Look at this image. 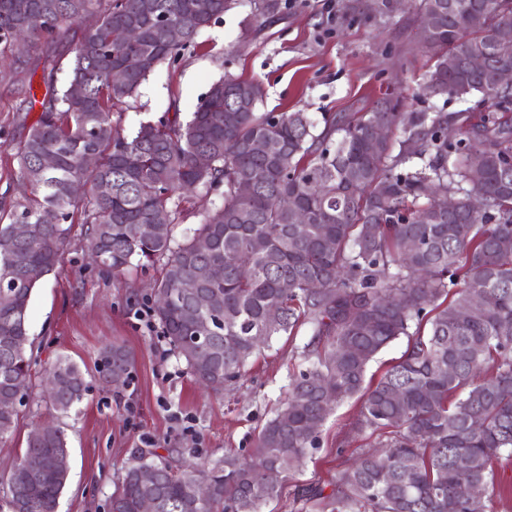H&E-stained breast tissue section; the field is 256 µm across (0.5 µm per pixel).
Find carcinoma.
<instances>
[{
    "instance_id": "cac0c4a2",
    "label": "carcinoma",
    "mask_w": 512,
    "mask_h": 512,
    "mask_svg": "<svg viewBox=\"0 0 512 512\" xmlns=\"http://www.w3.org/2000/svg\"><path fill=\"white\" fill-rule=\"evenodd\" d=\"M231 5L0 0V52L22 38L48 54L62 27L97 17L69 74L59 78L53 66L43 77L42 112L17 148L20 172L35 191L0 209V439L17 425L14 385L28 389L33 377L32 294L60 264L77 222L104 270L161 266L154 292L172 300L152 311L171 350L206 386L235 381L273 336L311 331L303 351L308 367L248 457L175 472L142 453L125 469L111 512H139L147 496L156 512H262L318 447L334 408L355 396L361 407L351 434L379 437L378 451L337 471L330 493L306 495L305 512H470L457 486L495 490L494 463L512 456V89L497 91L498 102L477 115L405 113L385 97L369 112L318 121L306 112H260V83L233 78L226 92L221 79L185 122L175 113L140 123L130 137L114 130L112 109L158 64L195 45ZM417 10L437 14L435 27L417 34L433 59L422 91L483 95L501 70L512 69V41H497L501 28H512V0H418ZM172 25L183 30L182 41L169 40ZM129 26L140 33L133 45L125 40ZM130 54L149 65L112 86V69ZM450 56L457 61L451 71ZM474 57L486 59L484 69L469 67ZM450 123L458 130L452 141ZM379 124L390 135L373 144ZM260 140L267 150L258 153L252 144ZM47 154L55 165L44 171L39 161ZM87 154L97 157L93 172L83 167ZM200 155L207 166L197 164ZM77 182L85 186L79 195L72 191ZM199 188L224 189V201L179 238L176 228L190 215L183 202ZM450 193L457 207L443 211L436 197ZM473 194L484 200L480 211L470 208ZM295 210L304 214L300 223ZM159 213L162 224L154 223ZM16 224L31 225V235L17 238ZM207 266L222 268L223 276L200 279ZM314 281L321 287H310ZM204 319L212 338L201 363L186 339ZM401 336L408 338L405 352L377 383H366L369 363ZM100 360L105 370L127 373L133 355L114 342ZM48 376L56 382L49 401L66 415L88 391L85 376L67 360L56 361ZM393 389L400 391L395 399ZM33 456L62 464L33 473L25 466ZM146 465L157 470L151 485L138 476ZM3 477L0 510L56 512L69 477L64 430L31 431ZM202 481L210 493L198 500L192 491Z\"/></svg>"
}]
</instances>
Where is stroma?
Instances as JSON below:
<instances>
[{"instance_id": "1", "label": "stroma", "mask_w": 512, "mask_h": 512, "mask_svg": "<svg viewBox=\"0 0 512 512\" xmlns=\"http://www.w3.org/2000/svg\"><path fill=\"white\" fill-rule=\"evenodd\" d=\"M266 2L234 0L201 31L194 47L156 66L136 95L114 108L113 128L128 135L141 121L167 112L188 119L225 75L260 81L263 112H366L388 95L399 99L404 112L482 108L477 94L465 101L419 96L431 59L415 39L413 0L376 16L356 9L357 0H276L277 11L259 29L255 16ZM23 98L12 55H0V205L31 190L20 177L16 149L41 109L25 106ZM158 275V269L135 267L103 273L76 227L62 262L33 293L28 323L38 367L69 359L84 373L88 391L63 418L41 400L22 407L14 434L0 440V473L22 454L34 426L60 424L70 473L57 512H110L109 497L127 462L149 445L175 467L244 453L301 367L300 351L311 335L306 327L294 336L272 337L236 383L220 389L198 384L161 328H147L136 317L151 307ZM113 342L134 356L126 383L114 387L98 371L101 351ZM360 405L350 399L328 416L318 447L264 512H302L301 489L328 487L336 470L367 447V440L350 435Z\"/></svg>"}]
</instances>
